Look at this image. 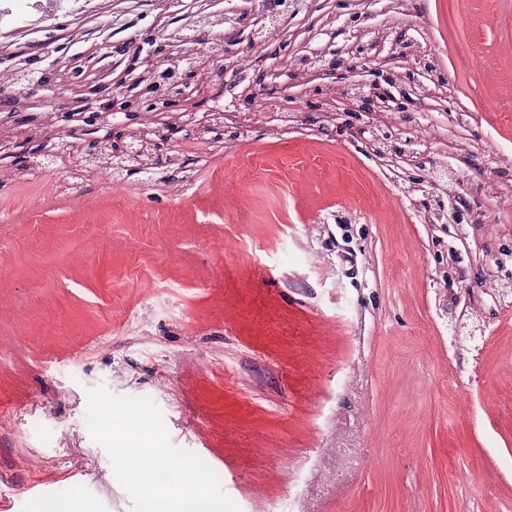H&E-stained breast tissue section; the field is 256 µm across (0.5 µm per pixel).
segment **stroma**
I'll return each instance as SVG.
<instances>
[{
    "instance_id": "1",
    "label": "stroma",
    "mask_w": 512,
    "mask_h": 512,
    "mask_svg": "<svg viewBox=\"0 0 512 512\" xmlns=\"http://www.w3.org/2000/svg\"><path fill=\"white\" fill-rule=\"evenodd\" d=\"M463 9L474 59L455 56L448 11ZM380 29L439 46L449 81L432 110L405 121L437 162L468 168L512 155V0H323L239 73L222 97L250 114L249 138L178 139L183 191L129 176L125 200L91 179L48 200L42 172L0 185V499L10 512H131L107 451L91 436L87 393L149 397L170 443L221 471L240 512H512V304L478 293L479 332L454 330L448 273L512 279V167L463 183L474 221L436 235L419 192L371 151L297 122L273 136L267 99H317L324 79L289 63ZM125 29L72 17L87 43L168 27L158 0H112ZM69 26V27H70ZM67 29V28H66ZM66 29L20 9L0 43H44ZM270 70L266 89L254 70ZM501 111L489 112L486 100ZM209 155V154H208ZM151 281L155 295L140 291Z\"/></svg>"
}]
</instances>
